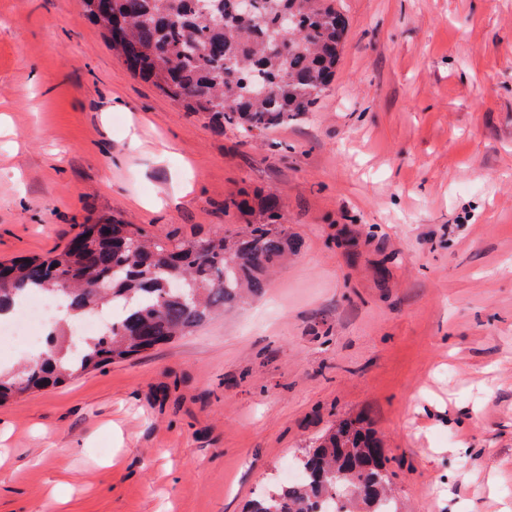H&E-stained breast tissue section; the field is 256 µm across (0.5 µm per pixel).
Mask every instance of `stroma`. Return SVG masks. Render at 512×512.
Returning <instances> with one entry per match:
<instances>
[{"label":"stroma","mask_w":512,"mask_h":512,"mask_svg":"<svg viewBox=\"0 0 512 512\" xmlns=\"http://www.w3.org/2000/svg\"><path fill=\"white\" fill-rule=\"evenodd\" d=\"M338 2L335 81L255 139L80 0H0L1 262L111 219L234 235L270 196L297 243L261 297L1 404L0 512H246L356 415L399 512L512 504V0Z\"/></svg>","instance_id":"1"}]
</instances>
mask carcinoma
Returning a JSON list of instances; mask_svg holds the SVG:
<instances>
[{"instance_id": "1", "label": "carcinoma", "mask_w": 512, "mask_h": 512, "mask_svg": "<svg viewBox=\"0 0 512 512\" xmlns=\"http://www.w3.org/2000/svg\"><path fill=\"white\" fill-rule=\"evenodd\" d=\"M81 4L132 73L185 111L205 114L213 130L238 127L250 137L312 110L334 79L349 26L332 0H251L245 16L238 0ZM265 209L267 222L240 239L151 236L114 220L82 225L59 251L0 263V317L32 293L56 297L72 317L119 309L111 328L83 338L76 355L53 322L41 362L0 367V404L152 349L262 293L269 271L296 248L277 230V200ZM387 461L364 418H342L298 459L299 480L260 495L250 512H339L324 507L330 496L363 512H397L383 491Z\"/></svg>"}]
</instances>
